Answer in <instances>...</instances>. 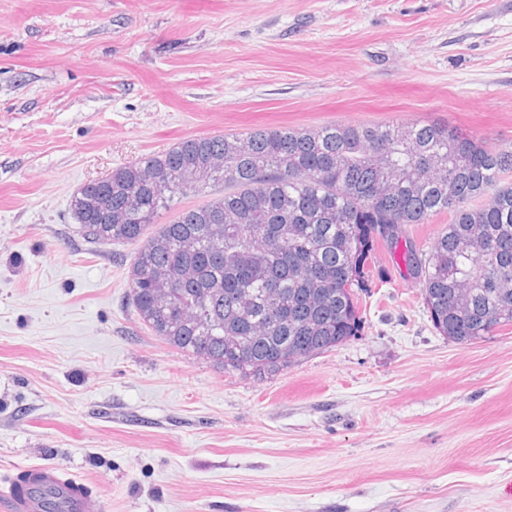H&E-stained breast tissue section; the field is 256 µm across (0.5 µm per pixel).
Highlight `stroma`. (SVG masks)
I'll list each match as a JSON object with an SVG mask.
<instances>
[{
	"mask_svg": "<svg viewBox=\"0 0 512 512\" xmlns=\"http://www.w3.org/2000/svg\"><path fill=\"white\" fill-rule=\"evenodd\" d=\"M407 122L512 147V0H0V477L57 467L103 512H512V326L442 336L383 244L357 336L228 373L69 211L184 138Z\"/></svg>",
	"mask_w": 512,
	"mask_h": 512,
	"instance_id": "35a3bbf8",
	"label": "stroma"
}]
</instances>
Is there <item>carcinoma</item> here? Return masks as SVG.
<instances>
[{
	"mask_svg": "<svg viewBox=\"0 0 512 512\" xmlns=\"http://www.w3.org/2000/svg\"><path fill=\"white\" fill-rule=\"evenodd\" d=\"M512 148L447 125L264 129L184 138L83 184V234L136 247L128 288L142 324L173 349L261 378L361 328L374 244L451 220L403 260L434 328L475 342L512 325ZM222 186L149 232L174 196ZM450 215L442 213L430 218L427 224H407L404 226V237L413 242L416 248L426 252L431 246L438 231L448 224Z\"/></svg>",
	"mask_w": 512,
	"mask_h": 512,
	"instance_id": "carcinoma-1",
	"label": "carcinoma"
}]
</instances>
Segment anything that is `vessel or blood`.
Listing matches in <instances>:
<instances>
[{"mask_svg": "<svg viewBox=\"0 0 512 512\" xmlns=\"http://www.w3.org/2000/svg\"><path fill=\"white\" fill-rule=\"evenodd\" d=\"M27 486L6 492L9 512H100L86 486L52 466L26 468Z\"/></svg>", "mask_w": 512, "mask_h": 512, "instance_id": "obj_1", "label": "vessel or blood"}]
</instances>
